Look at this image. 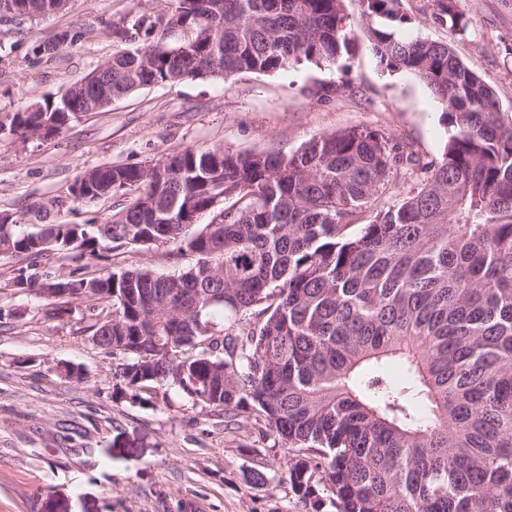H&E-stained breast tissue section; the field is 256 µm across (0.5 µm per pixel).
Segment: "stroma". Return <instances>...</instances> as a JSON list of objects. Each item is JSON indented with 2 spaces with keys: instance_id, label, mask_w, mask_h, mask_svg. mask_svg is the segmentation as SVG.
Returning <instances> with one entry per match:
<instances>
[{
  "instance_id": "1",
  "label": "stroma",
  "mask_w": 512,
  "mask_h": 512,
  "mask_svg": "<svg viewBox=\"0 0 512 512\" xmlns=\"http://www.w3.org/2000/svg\"><path fill=\"white\" fill-rule=\"evenodd\" d=\"M176 0H67L64 11L0 20V114L60 96L118 49L112 29L134 15L155 17ZM469 27L434 22L430 0H403L404 33L447 43L494 89L512 119V0H462ZM363 0H344L353 37L347 70L301 66L224 82L194 79L147 87L113 101L50 139L0 138V212L24 230L42 224H102L130 195L95 201L71 192L85 170L142 164L185 148L288 156L311 138L354 126L381 129L441 153L449 136L425 83L379 66ZM72 27L81 44L33 49ZM340 91L320 98L322 86ZM175 247L125 248L89 261L97 274L138 265L174 275L193 264ZM21 258H0V512H301L288 482L285 448L254 441L245 421L192 405L174 388L148 400L113 393V358L91 340L89 305L69 301L46 316L13 278ZM264 471L266 484L248 480Z\"/></svg>"
}]
</instances>
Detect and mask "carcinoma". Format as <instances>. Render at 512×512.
I'll return each instance as SVG.
<instances>
[{
  "mask_svg": "<svg viewBox=\"0 0 512 512\" xmlns=\"http://www.w3.org/2000/svg\"><path fill=\"white\" fill-rule=\"evenodd\" d=\"M57 2L6 6L32 18ZM364 3L379 65L423 81L453 128L438 156L352 127L287 157L185 148L168 156L180 182L104 164L97 198L142 185L154 207L139 209L136 195L105 230L0 223V254L27 261L20 291L92 302V340L119 356L113 378L132 397L172 386L293 452L288 480L303 512H512V122L448 44L396 35L411 23L402 0ZM431 6L436 22L466 31L460 0ZM174 12L187 52L165 40L167 15L135 19L132 35L112 28L120 42L141 41L112 54V97L335 65L352 43L343 0H177ZM92 90L74 84L0 118V134L55 137ZM402 178L411 186L401 202L351 232ZM155 239L196 261L169 276L147 265L29 273L55 251L79 262Z\"/></svg>",
  "mask_w": 512,
  "mask_h": 512,
  "instance_id": "cac0c4a2",
  "label": "carcinoma"
}]
</instances>
